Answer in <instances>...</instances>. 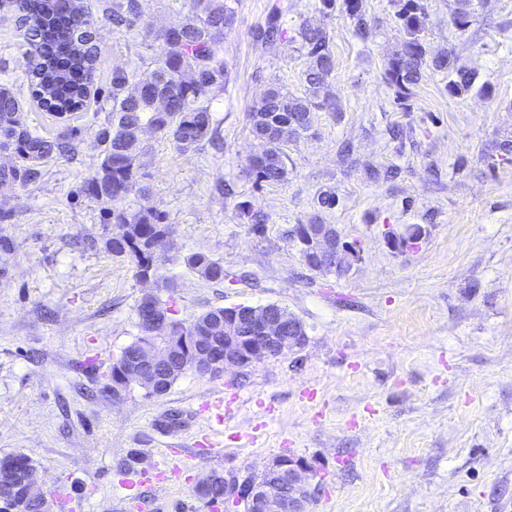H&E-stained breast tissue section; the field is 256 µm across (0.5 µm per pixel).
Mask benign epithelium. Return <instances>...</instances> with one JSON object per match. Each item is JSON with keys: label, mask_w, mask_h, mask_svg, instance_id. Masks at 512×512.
Listing matches in <instances>:
<instances>
[{"label": "benign epithelium", "mask_w": 512, "mask_h": 512, "mask_svg": "<svg viewBox=\"0 0 512 512\" xmlns=\"http://www.w3.org/2000/svg\"><path fill=\"white\" fill-rule=\"evenodd\" d=\"M304 256L323 270L340 271L358 257L354 244L343 238L332 239L309 234L298 240ZM142 321L152 334L167 319L154 307L151 299L143 300ZM308 337L293 331L288 317L262 309L224 313V348L212 346L208 336H170L159 347L141 343L124 353L127 365L118 373L123 385L112 390V399H123L127 386L136 383L149 392L158 387L165 363L178 355L181 367L202 376L221 377L232 371L244 373L256 363L302 351ZM315 469L306 459L290 455L274 458L258 476L239 482L219 472L207 475L212 482V501L226 503L241 499L248 512H307L310 481ZM40 480L29 484L27 498L34 512H47L46 498L37 492Z\"/></svg>", "instance_id": "obj_1"}]
</instances>
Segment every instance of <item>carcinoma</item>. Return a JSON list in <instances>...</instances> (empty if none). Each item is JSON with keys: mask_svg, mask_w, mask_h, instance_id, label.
<instances>
[{"mask_svg": "<svg viewBox=\"0 0 512 512\" xmlns=\"http://www.w3.org/2000/svg\"><path fill=\"white\" fill-rule=\"evenodd\" d=\"M397 2L396 18L405 39L385 69V79L396 98L407 97L428 70L448 74V96L470 92L476 84L475 73L455 68L449 54L427 58L420 39L426 19L423 0ZM0 6H15L22 12L23 39L30 47L28 76L33 99L52 114L69 116L81 111L97 60V51L88 45L89 20L81 0H0ZM342 8L356 22L360 34L369 32L363 0H342ZM190 9L192 16L186 22L162 31V58L135 87H130L127 72L112 73L107 96L110 116L95 133L101 158L81 187L82 194L111 203L106 223L118 227L120 234L106 238L104 247L112 255L128 258L140 278L149 272L160 278L161 266L151 267L153 254L170 235L163 212L153 207L133 209L128 204L130 196L150 191L141 161L142 130H153L182 152L195 150L204 140L218 139L211 112L201 105V99L211 87L224 83L219 45L232 18L224 6H213L211 0H190ZM138 18V0H119L112 5L113 26L131 27ZM472 22L467 0H457L452 13L454 27L465 32ZM297 35L309 59L305 81L311 96H293L272 86L249 112L251 132L265 144V150L250 161V173L258 186L286 181L284 146L311 130L314 111L337 109L330 98L319 97L335 68L330 35L308 26L300 27ZM24 112L25 105L12 87L1 84L0 154L7 156L8 162L0 165V195L38 181L47 159L75 150L78 128L64 125L53 137H42L31 131ZM187 263L206 280L224 282L221 261L194 253ZM218 318L224 319V308L212 307L187 326L171 317L168 329L157 332L160 336H192L201 325ZM33 467V460L22 452L0 457V512H14L25 499Z\"/></svg>", "mask_w": 512, "mask_h": 512, "instance_id": "1", "label": "carcinoma"}]
</instances>
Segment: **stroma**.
I'll use <instances>...</instances> for the list:
<instances>
[{"label": "stroma", "instance_id": "obj_1", "mask_svg": "<svg viewBox=\"0 0 512 512\" xmlns=\"http://www.w3.org/2000/svg\"><path fill=\"white\" fill-rule=\"evenodd\" d=\"M113 0H82L98 33L91 95L66 123L77 150L45 163L40 180L0 195V456L36 464L48 503L68 512H211L194 494L219 471L244 478L282 454L311 462L310 512H506L512 505V0H470L467 32L451 23L454 0H424L428 54H452L489 94L449 97L427 73L408 99L387 83L403 33L396 0H363L370 32L320 0H222L232 22L220 54L228 76L203 103L223 139L180 152L152 131L142 161L170 249L167 286L142 282L103 248L106 202L81 195L100 148L95 131L114 70L142 78L161 57L160 31L185 20V0H139L140 20L114 27ZM279 14L284 35L257 32ZM326 29L335 68L308 136L288 145V179L255 186L250 159L264 149L248 114L272 84L308 93L299 24ZM20 13L0 9V83L27 106V123L51 137L64 121L39 108L25 75ZM232 189L219 195L217 183ZM336 204L318 209L320 191ZM250 202L243 210L241 202ZM265 215L254 230L251 212ZM333 224L359 259L345 272L304 265L291 236L312 220ZM419 226L416 248L391 250L387 232ZM204 252L224 280L190 270ZM157 294L174 319L212 307H286L308 336L297 354L266 359L237 380L183 375L162 396L131 385L122 400L106 376L138 336L137 304ZM316 392L307 400L305 390ZM231 411L215 426L209 406ZM183 424L163 430L167 414ZM214 453H195L204 433ZM169 470L168 481L123 487L120 465Z\"/></svg>", "mask_w": 512, "mask_h": 512}]
</instances>
